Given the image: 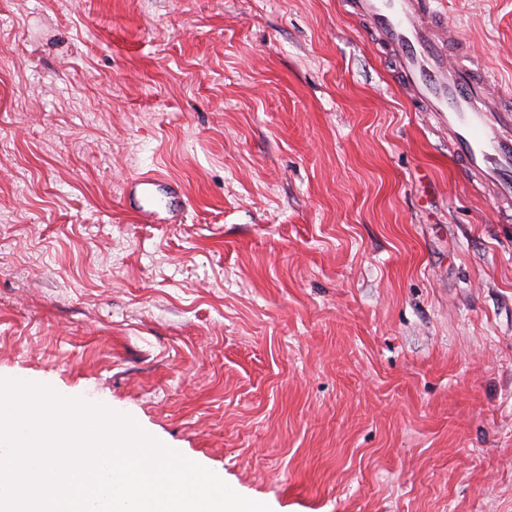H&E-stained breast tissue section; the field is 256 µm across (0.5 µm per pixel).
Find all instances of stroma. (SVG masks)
I'll return each instance as SVG.
<instances>
[{"label":"stroma","instance_id":"obj_1","mask_svg":"<svg viewBox=\"0 0 512 512\" xmlns=\"http://www.w3.org/2000/svg\"><path fill=\"white\" fill-rule=\"evenodd\" d=\"M437 5L512 100V0ZM2 378L272 512H512V203L346 0H0Z\"/></svg>","mask_w":512,"mask_h":512}]
</instances>
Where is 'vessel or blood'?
<instances>
[{
	"mask_svg": "<svg viewBox=\"0 0 512 512\" xmlns=\"http://www.w3.org/2000/svg\"><path fill=\"white\" fill-rule=\"evenodd\" d=\"M370 36L391 53L406 96L448 132L453 154L494 200H512V103L489 90L432 0H351Z\"/></svg>",
	"mask_w": 512,
	"mask_h": 512,
	"instance_id": "obj_1",
	"label": "vessel or blood"
}]
</instances>
